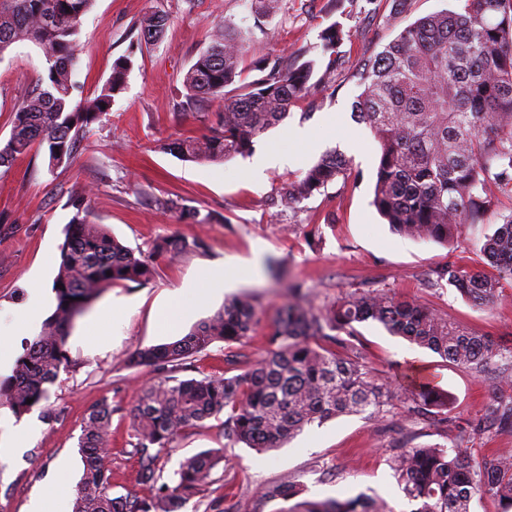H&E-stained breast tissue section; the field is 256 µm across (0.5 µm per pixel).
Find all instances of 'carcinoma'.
Returning a JSON list of instances; mask_svg holds the SVG:
<instances>
[{"mask_svg":"<svg viewBox=\"0 0 512 512\" xmlns=\"http://www.w3.org/2000/svg\"><path fill=\"white\" fill-rule=\"evenodd\" d=\"M94 0H0V56L18 42L38 47L46 69L34 92L15 110L8 140L0 145V168L43 148L49 166L71 158L79 134L112 109L124 86L132 56L115 60L100 93L73 103L74 75L81 53L82 17ZM166 14L153 12L139 23L141 38L159 40ZM326 67L295 56L265 58L262 75L247 80L243 60L248 35L228 25L218 28L184 78L186 98L201 105L224 97V112L206 133L176 138L169 151L184 161L214 162L252 153L256 140L288 116L290 107L311 91L333 83L345 63L339 51L342 29L321 34ZM360 93L356 118L377 138L378 158L372 205L399 235L446 244L457 225L485 223L492 199L512 193V0H461L454 11L415 20L354 69ZM349 160L332 152L290 182L280 203L294 208L346 173ZM75 214L60 248L54 279V312L41 333L26 345L12 378L0 384L18 415L47 401V385L70 365L66 349L74 317L114 285L144 284L155 273L153 261L115 240L102 224L87 221L85 197L72 202ZM475 245L497 275L471 274L448 263L437 271L465 299L483 307L494 301L502 281L512 280V214ZM198 247L177 237L153 245L175 255ZM282 305L267 338V350L251 368L232 377L181 378L185 361L212 343H238L259 321L248 298L235 297L179 341L140 349L132 363L158 372L135 408L133 452L140 461L144 496L112 495L108 438L112 409L92 410L79 444L82 474L73 512H182L213 482L223 453L206 451L184 459L164 480L158 459L173 451L187 429L227 413L224 436L249 448H279L304 426L339 415L372 416L398 401L407 413L448 410V392L423 382L394 387L373 374L357 326L369 320L463 366L481 369L499 362L507 398L485 408L501 426L512 427V346L461 330L421 304L379 291L352 295L315 311L303 302V286ZM32 403H26V400ZM393 474L412 509L409 512H469L476 495L491 496L512 512V460L478 467L454 445L405 447L392 462ZM302 489L276 486L269 499L292 502L282 512H395L363 494L338 500H297Z\"/></svg>","mask_w":512,"mask_h":512,"instance_id":"cac0c4a2","label":"carcinoma"}]
</instances>
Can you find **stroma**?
Returning a JSON list of instances; mask_svg holds the SVG:
<instances>
[{"instance_id":"stroma-1","label":"stroma","mask_w":512,"mask_h":512,"mask_svg":"<svg viewBox=\"0 0 512 512\" xmlns=\"http://www.w3.org/2000/svg\"><path fill=\"white\" fill-rule=\"evenodd\" d=\"M457 6L456 0H412L399 11L394 0H282L271 19L258 21L254 0H94L80 28L82 52L74 80L76 98L99 93L114 61L131 55L133 66L112 110L90 125L73 157L49 167L43 151L32 150L8 171L0 170V326L9 327L11 311L42 288L55 304L57 275L71 201L88 194L90 222L105 225L133 251L149 241L177 236L198 241L196 249L157 258V274L145 284H119L77 316L66 348L72 359L49 387V399L29 413L13 417L24 435L17 450L0 454V512H27L30 500L55 486L52 512H72L82 473L79 441L92 408H112L110 443L112 493L142 496L139 463L132 452V413L153 374L133 365L142 348L169 344L224 305L216 296L199 305L188 285L201 267L232 262L237 280L233 295L252 299L260 323L241 342L217 341L193 357L188 378L233 376L265 352V336L277 309L289 301L288 285L304 284L306 302L322 309L362 289H378L414 300L478 336L512 344V283L505 284L488 309L481 310L453 287L437 282L435 271L453 262L471 273L494 274L483 253L472 246L479 232H492L512 214V198L498 195L482 230L461 225L445 245L397 235L371 204L380 145L365 125L356 123L352 106L359 88L349 68L366 52H377L416 19ZM170 20L164 37L141 43L138 22L152 12ZM229 22L250 35L246 60L249 78L256 61L276 55L320 56V35L339 25L341 50L348 65L334 89L316 92L291 107L287 118L258 138L252 155L221 162H185L166 150L171 139L204 133L223 109L221 100L187 105L184 77L209 43V35ZM43 55L33 44H14L0 59V143H5L17 105L44 73ZM307 130L311 145L290 139ZM350 158L347 173L328 183L297 208L281 206L288 182L331 150ZM274 150L289 156L284 166L265 169L262 180L248 170L255 156ZM204 216L193 223L189 211ZM183 297L190 313L178 333L160 325L158 309ZM128 303L118 332L103 335L113 305ZM368 366L381 377L423 375L447 390L448 423L432 415L412 419L393 409L367 419L343 415L312 424L283 447L261 453L224 436L221 420L189 429L175 451L162 461L172 476L184 458L220 449L224 460L214 483L192 499L185 512H222L225 504L240 512H280L282 500L266 490L294 484L312 500L345 499L359 494L384 500L395 512L409 507L390 459L397 448L458 445L473 464L512 456V429L485 419V407L499 395L498 370L456 365L438 354L389 335L378 323L359 324Z\"/></svg>"}]
</instances>
